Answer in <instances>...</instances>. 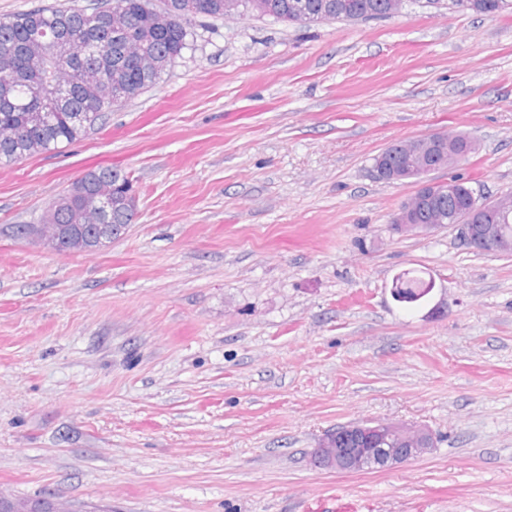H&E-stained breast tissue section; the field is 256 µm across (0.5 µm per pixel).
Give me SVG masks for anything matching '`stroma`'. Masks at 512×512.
<instances>
[{
  "label": "stroma",
  "instance_id": "obj_1",
  "mask_svg": "<svg viewBox=\"0 0 512 512\" xmlns=\"http://www.w3.org/2000/svg\"><path fill=\"white\" fill-rule=\"evenodd\" d=\"M137 99L0 166V492L83 512H512V255L391 217L392 143L464 132L512 195V14L307 27L201 18ZM138 216L96 253L21 235L88 170ZM429 272L424 307L391 294ZM429 430L386 470L315 466L339 426ZM400 154L383 151L373 159L376 165L377 172L382 178L390 181H398L403 178L408 172L407 165L398 158Z\"/></svg>",
  "mask_w": 512,
  "mask_h": 512
}]
</instances>
